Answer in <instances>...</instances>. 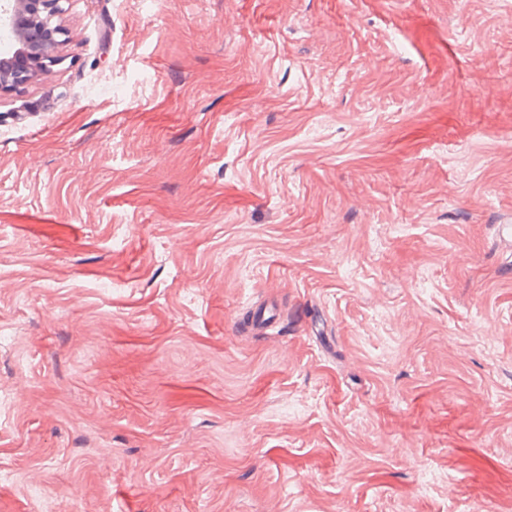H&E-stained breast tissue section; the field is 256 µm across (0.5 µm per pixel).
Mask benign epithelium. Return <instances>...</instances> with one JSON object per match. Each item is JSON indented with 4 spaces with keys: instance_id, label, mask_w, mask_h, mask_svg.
Listing matches in <instances>:
<instances>
[{
    "instance_id": "obj_1",
    "label": "benign epithelium",
    "mask_w": 512,
    "mask_h": 512,
    "mask_svg": "<svg viewBox=\"0 0 512 512\" xmlns=\"http://www.w3.org/2000/svg\"><path fill=\"white\" fill-rule=\"evenodd\" d=\"M62 0H5L0 26L23 35L9 59L0 60V90H19L36 75L60 62L58 48L65 31L56 23Z\"/></svg>"
}]
</instances>
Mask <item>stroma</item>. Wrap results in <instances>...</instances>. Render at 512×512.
I'll list each match as a JSON object with an SVG mask.
<instances>
[{"mask_svg": "<svg viewBox=\"0 0 512 512\" xmlns=\"http://www.w3.org/2000/svg\"><path fill=\"white\" fill-rule=\"evenodd\" d=\"M62 7L0 93V512H512V0Z\"/></svg>", "mask_w": 512, "mask_h": 512, "instance_id": "1", "label": "stroma"}]
</instances>
